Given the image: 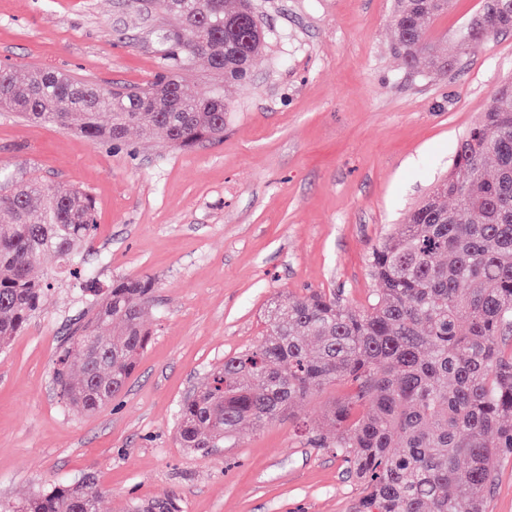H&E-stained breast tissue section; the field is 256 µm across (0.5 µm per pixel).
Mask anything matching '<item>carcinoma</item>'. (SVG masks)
<instances>
[{"instance_id": "obj_1", "label": "carcinoma", "mask_w": 512, "mask_h": 512, "mask_svg": "<svg viewBox=\"0 0 512 512\" xmlns=\"http://www.w3.org/2000/svg\"><path fill=\"white\" fill-rule=\"evenodd\" d=\"M177 18L158 39L162 67L142 86L111 88L56 71L19 79L0 69V108L99 141L130 129L164 133L188 149L224 135V86L195 96L181 75L204 59L226 83L247 81L267 48L252 0H157ZM451 0H395L394 50L405 68L445 70L457 55L512 29V0H481L454 44L428 39ZM108 115L110 124H101ZM0 350L40 310L51 282L31 277L53 263L99 298L58 352L52 380L78 415L112 401L151 340L142 321L152 283L120 279L107 289L78 270L97 231L89 195L61 185L11 184L0 194ZM379 284L355 310L313 291L277 304L265 336L212 368L179 406L186 448H221L238 428L284 416L320 390L350 386L329 408L334 433L306 441L333 448L360 486L357 512H483L500 458L512 455V79L493 93L459 141L448 174L407 223L369 255ZM101 491L53 484L10 512H99ZM120 512H178L173 498Z\"/></svg>"}]
</instances>
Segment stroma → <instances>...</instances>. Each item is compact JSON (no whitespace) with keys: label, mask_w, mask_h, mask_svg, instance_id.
I'll use <instances>...</instances> for the list:
<instances>
[{"label":"stroma","mask_w":512,"mask_h":512,"mask_svg":"<svg viewBox=\"0 0 512 512\" xmlns=\"http://www.w3.org/2000/svg\"><path fill=\"white\" fill-rule=\"evenodd\" d=\"M267 50L228 85L224 137L189 150L163 133L94 142L0 110V167L84 190L99 224L83 268L147 279L152 340L123 392L71 414L51 384L60 347L92 302L58 278L0 352V507L56 482L106 491L102 512L169 495L181 512H356L342 461L298 425L326 427L336 384L294 416L243 425L210 453L180 447L177 410L208 371L257 343L268 310L312 291L362 308L372 249L452 164L512 78V30L448 70L414 73L392 49V0H255ZM171 17L150 0H0V68L111 85L161 68Z\"/></svg>","instance_id":"1"}]
</instances>
